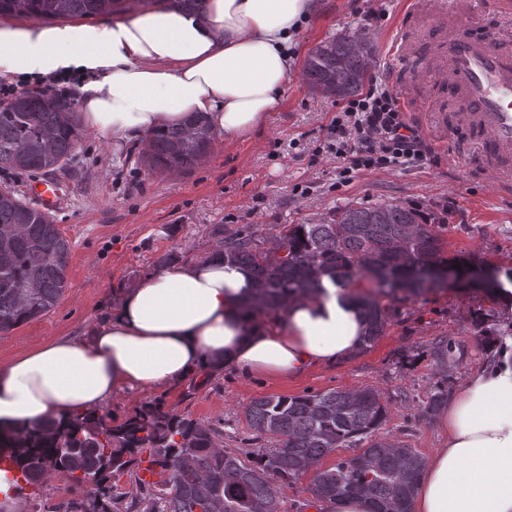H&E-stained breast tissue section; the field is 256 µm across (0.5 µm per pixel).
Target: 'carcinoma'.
Listing matches in <instances>:
<instances>
[{"label": "carcinoma", "instance_id": "carcinoma-1", "mask_svg": "<svg viewBox=\"0 0 512 512\" xmlns=\"http://www.w3.org/2000/svg\"><path fill=\"white\" fill-rule=\"evenodd\" d=\"M149 0H0V16L32 20L110 18ZM375 52L363 34L324 41L307 55L303 76L326 97L360 94L370 81ZM82 133L75 104L23 94L0 106V171L51 175L68 167ZM216 139L207 117L146 135L138 163L150 173L195 169ZM213 258L245 266L255 279L247 307L278 312L287 301L311 297L324 280L357 295L366 321L363 347L375 343L393 317V303L441 286L433 268L447 262L445 241L434 225L411 208L392 202L349 203L317 221L275 224L265 232L251 225L227 231L218 226ZM70 244L52 217L9 187L0 189V333L52 310L66 289ZM455 343L437 340L431 351L439 379L421 413L448 405V363ZM388 405L374 388L307 391L262 396L245 408V450H226L224 431L157 399L119 424L89 413L67 425H36L0 431V463L17 472L16 488L39 497L51 477L65 482L67 499L58 512H285L274 482L291 484L314 472L311 498L357 495L375 512H410L424 459L406 444L377 436ZM339 448L360 452L334 467L319 469ZM158 479L140 476L143 462ZM129 475L135 486L119 487Z\"/></svg>", "mask_w": 512, "mask_h": 512}]
</instances>
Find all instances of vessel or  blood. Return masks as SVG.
Instances as JSON below:
<instances>
[{"label":"vessel or blood","instance_id":"obj_1","mask_svg":"<svg viewBox=\"0 0 512 512\" xmlns=\"http://www.w3.org/2000/svg\"><path fill=\"white\" fill-rule=\"evenodd\" d=\"M472 0H411L392 43L398 64L418 57L428 22L447 25L423 67L415 74L420 85L441 80L461 104L460 111L433 112V134L454 135L452 154H476L485 175L497 189L512 194V36L497 28L473 32L467 23ZM30 198L45 212L59 211L63 188L49 178L34 180Z\"/></svg>","mask_w":512,"mask_h":512}]
</instances>
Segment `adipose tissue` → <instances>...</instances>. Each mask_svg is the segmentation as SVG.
Wrapping results in <instances>:
<instances>
[{
    "mask_svg": "<svg viewBox=\"0 0 512 512\" xmlns=\"http://www.w3.org/2000/svg\"><path fill=\"white\" fill-rule=\"evenodd\" d=\"M310 11V0H208L201 14L172 4L110 23L7 20L0 78L91 73L82 120L117 148L195 112L245 137L279 109ZM252 286L219 259L149 275L89 341L61 336L0 365V428L57 423L218 365L295 378L360 347L361 307L345 289L325 283L267 322L245 308ZM440 426L411 512H512V338L449 396Z\"/></svg>",
    "mask_w": 512,
    "mask_h": 512,
    "instance_id": "adipose-tissue-1",
    "label": "adipose tissue"
}]
</instances>
